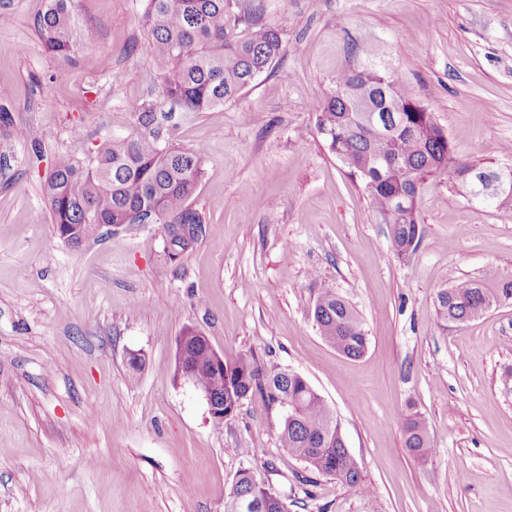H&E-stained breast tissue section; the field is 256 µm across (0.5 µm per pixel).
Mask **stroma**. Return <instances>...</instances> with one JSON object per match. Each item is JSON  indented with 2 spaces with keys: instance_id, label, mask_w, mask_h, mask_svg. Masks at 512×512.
I'll return each mask as SVG.
<instances>
[{
  "instance_id": "35a3bbf8",
  "label": "stroma",
  "mask_w": 512,
  "mask_h": 512,
  "mask_svg": "<svg viewBox=\"0 0 512 512\" xmlns=\"http://www.w3.org/2000/svg\"><path fill=\"white\" fill-rule=\"evenodd\" d=\"M143 4L78 0L97 28L91 67L45 51V0H0V512H224L245 468L289 512H512V301L445 329L434 311L449 278L512 274V207L429 179L421 246L397 258L315 128L356 45L374 41L457 159L512 166V0H267L284 45L272 69L201 114L159 101L175 144L205 150L190 199L205 232L176 263L158 224L68 245L43 196L56 155L89 160L132 131L134 104L156 99ZM327 289L359 314L363 357L320 335L312 307ZM188 326L225 360L251 352L302 375L361 487L309 475L260 395L215 428L175 376ZM410 412L426 422L428 460L405 446L397 417Z\"/></svg>"
}]
</instances>
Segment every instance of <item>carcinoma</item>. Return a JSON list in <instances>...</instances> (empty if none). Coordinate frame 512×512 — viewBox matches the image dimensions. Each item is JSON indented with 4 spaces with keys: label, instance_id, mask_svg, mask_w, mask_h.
I'll use <instances>...</instances> for the list:
<instances>
[{
    "label": "carcinoma",
    "instance_id": "obj_1",
    "mask_svg": "<svg viewBox=\"0 0 512 512\" xmlns=\"http://www.w3.org/2000/svg\"><path fill=\"white\" fill-rule=\"evenodd\" d=\"M143 23L160 94L186 114L236 99L283 51L282 32L266 19L264 0H145ZM34 26L45 45L62 58L96 40L95 28L80 22L76 0H46ZM355 56L357 62L337 78L336 90L318 104L316 130L348 174L368 190L398 256H411L421 244L418 201L431 176L447 177L448 184L465 189L486 207L512 205V193L476 195L477 184L497 170L454 157L432 113L400 83L377 43L358 45ZM132 111L133 132L103 141L88 162L56 156L44 196L59 238L69 245L77 247L98 236L103 226L151 221L162 225L164 253L175 262L204 233L202 215L189 204L202 177L204 152L177 146L173 129L159 120L155 103L143 101ZM502 300H512V275L492 280L452 277L436 296V322L443 329L464 323ZM313 319L338 352L352 359L365 354L367 332L343 296L323 291L314 303ZM182 337L186 342L179 352L191 364L192 385L224 402V416L213 419L215 427H222L242 400L257 393L278 411L286 404L282 447L312 473L360 485L358 464L343 447L333 412L304 377L263 365L245 353L224 362L221 378L213 370L217 352L209 340L189 328ZM402 428L410 452L425 460L433 455L421 416H404ZM224 512H288V505L243 469Z\"/></svg>",
    "mask_w": 512,
    "mask_h": 512
}]
</instances>
